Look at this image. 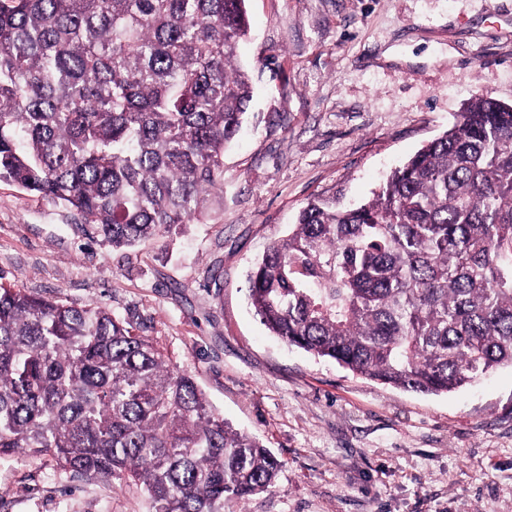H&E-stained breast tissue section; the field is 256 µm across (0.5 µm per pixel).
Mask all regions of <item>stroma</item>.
Wrapping results in <instances>:
<instances>
[{"label":"stroma","mask_w":512,"mask_h":512,"mask_svg":"<svg viewBox=\"0 0 512 512\" xmlns=\"http://www.w3.org/2000/svg\"><path fill=\"white\" fill-rule=\"evenodd\" d=\"M251 111L204 223L116 249L65 205L0 181V280L118 312L283 463L224 512H512V371L456 392L382 385L290 348L246 278L314 196L368 201L473 96L512 103V0H247ZM121 479L0 459V512H147Z\"/></svg>","instance_id":"stroma-1"}]
</instances>
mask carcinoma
<instances>
[{
	"instance_id": "carcinoma-1",
	"label": "carcinoma",
	"mask_w": 512,
	"mask_h": 512,
	"mask_svg": "<svg viewBox=\"0 0 512 512\" xmlns=\"http://www.w3.org/2000/svg\"><path fill=\"white\" fill-rule=\"evenodd\" d=\"M246 0H0V181L115 248L203 222L253 86ZM290 347L438 395L512 369V107L475 97L373 198H314L248 275ZM124 480L148 512H224L283 464L102 306L0 283V458Z\"/></svg>"
}]
</instances>
